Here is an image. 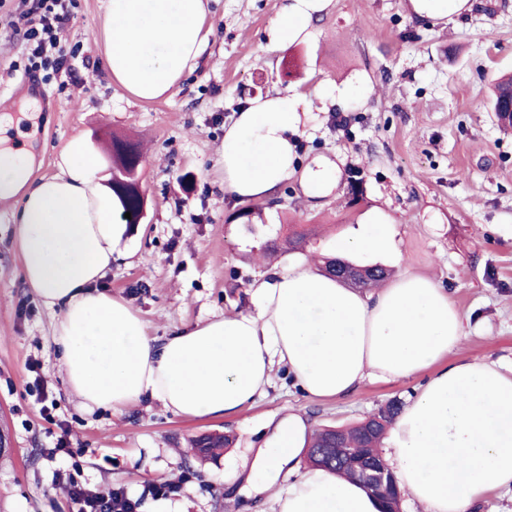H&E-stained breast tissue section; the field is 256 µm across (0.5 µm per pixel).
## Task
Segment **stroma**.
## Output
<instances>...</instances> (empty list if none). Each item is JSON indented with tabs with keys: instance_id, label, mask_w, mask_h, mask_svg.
<instances>
[{
	"instance_id": "obj_1",
	"label": "stroma",
	"mask_w": 512,
	"mask_h": 512,
	"mask_svg": "<svg viewBox=\"0 0 512 512\" xmlns=\"http://www.w3.org/2000/svg\"><path fill=\"white\" fill-rule=\"evenodd\" d=\"M282 3L209 0L213 34L200 64L172 97L142 101L104 67L106 0H78L65 44L70 71L46 83L56 111L39 107L26 117L10 109L6 136L35 137L38 177L56 173L59 152L77 134L142 144L147 217L129 225L131 255L113 262L101 284L138 313L153 340L250 310L249 286L270 267L335 256L337 240L392 217L394 250L354 262L433 279L464 318L459 356L512 364V130L488 107L492 80L512 73V0H482L446 25L410 17L403 0H333L308 40L269 52L268 27ZM22 9V0L0 5V87L27 64L12 27ZM345 89L356 92L345 109L323 111V97ZM276 91L309 100L297 166L333 156L340 182L310 201L288 180L248 226L224 197V124L247 99ZM353 178L364 199L351 207ZM292 224L311 231L304 250L263 257V242ZM55 320L23 278L11 208L0 202V512H74L61 471L123 488L141 498L139 512H272L269 494L251 490V467L273 418L295 411L313 429L346 425L392 398L410 400L422 383H366L315 401L279 368L264 394L228 417H185L149 400L89 410L60 367ZM38 376L55 403L48 417L32 389ZM215 431L232 433L233 446L197 460L190 439ZM63 434L72 455L49 456ZM171 482L181 485L174 496L143 493Z\"/></svg>"
}]
</instances>
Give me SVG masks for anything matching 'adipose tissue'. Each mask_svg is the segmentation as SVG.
Instances as JSON below:
<instances>
[{
    "label": "adipose tissue",
    "mask_w": 512,
    "mask_h": 512,
    "mask_svg": "<svg viewBox=\"0 0 512 512\" xmlns=\"http://www.w3.org/2000/svg\"><path fill=\"white\" fill-rule=\"evenodd\" d=\"M332 0H285L269 26L278 50L306 39ZM477 0H407L415 17L447 23ZM207 0H107L104 65L136 98L171 96L202 58L211 35ZM300 94L248 100L224 127V195L244 204L298 178L311 200L329 196L340 169L321 154L297 168ZM24 146L0 149V201L12 207L23 277L57 311L54 343L74 396L88 409H123L154 399L187 417L237 413L286 367L305 396L345 397L368 381L424 375L390 429L383 456L412 505L424 512H474L492 489L512 492V366L454 358L463 319L427 277L401 273L362 291L302 263L271 268L251 286L250 311L229 313L157 343L139 316L99 282L120 254L125 227L100 182L83 136L71 137L56 174L33 178ZM394 228L370 224L343 238V252L392 249ZM307 434L303 418L279 420L257 455L258 490L292 465ZM273 512H379L370 490L308 468L276 492Z\"/></svg>",
    "instance_id": "obj_1"
}]
</instances>
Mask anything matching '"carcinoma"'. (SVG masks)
<instances>
[{"mask_svg":"<svg viewBox=\"0 0 512 512\" xmlns=\"http://www.w3.org/2000/svg\"><path fill=\"white\" fill-rule=\"evenodd\" d=\"M492 110L503 124L512 126V118L505 117V113L512 110V77L503 78L497 83ZM128 145L130 142L120 137L112 140L113 169L119 170L129 164V153L126 150ZM112 192L119 201L121 213H131V218L124 219V222L131 223V219L136 217L141 200L137 188L114 186ZM322 272L360 290L375 288L387 279V270L379 265H359L335 257L325 261ZM402 407V402L394 399L376 413L351 426L337 429L327 427L313 431L306 444L309 448L308 462L316 468L337 472L364 484L379 501L381 512H400L401 491L391 468H386L385 478L378 485L366 481L364 469L370 464L380 465L384 462L380 444ZM231 444V435L209 433L196 438L192 443V450L203 457H217ZM337 444L347 449L343 457L335 458L321 453V449L333 448Z\"/></svg>","mask_w":512,"mask_h":512,"instance_id":"obj_1","label":"carcinoma"}]
</instances>
